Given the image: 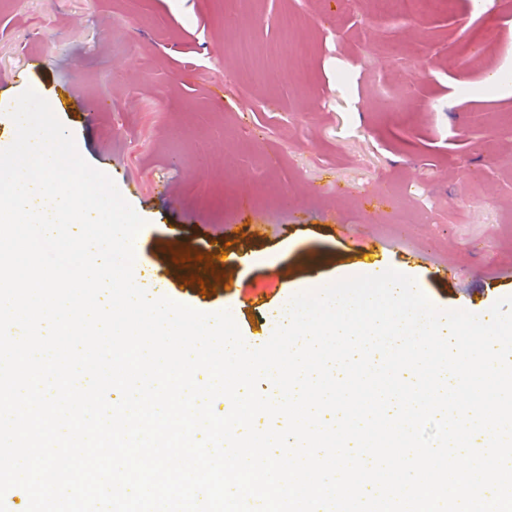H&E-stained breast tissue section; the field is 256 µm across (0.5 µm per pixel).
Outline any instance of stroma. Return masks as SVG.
Segmentation results:
<instances>
[{
  "label": "stroma",
  "instance_id": "1",
  "mask_svg": "<svg viewBox=\"0 0 512 512\" xmlns=\"http://www.w3.org/2000/svg\"><path fill=\"white\" fill-rule=\"evenodd\" d=\"M0 0L2 107L33 88L144 219L155 295L266 340L293 295L361 254L438 308L512 296V0ZM296 23L283 28V15ZM255 65L233 54L240 38ZM307 44L306 62L271 55ZM253 202L246 210L245 202ZM235 276L202 292L224 225ZM193 254L172 279L160 253Z\"/></svg>",
  "mask_w": 512,
  "mask_h": 512
}]
</instances>
